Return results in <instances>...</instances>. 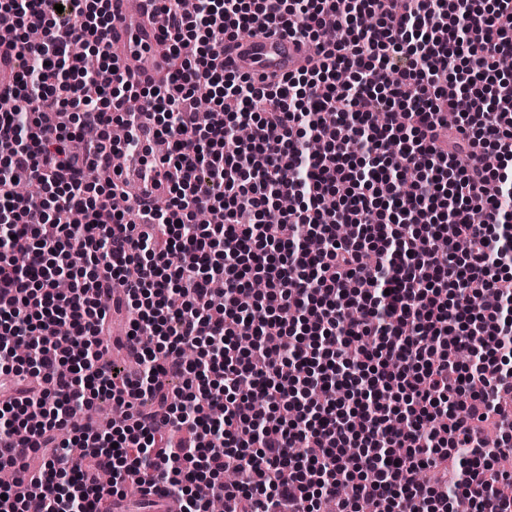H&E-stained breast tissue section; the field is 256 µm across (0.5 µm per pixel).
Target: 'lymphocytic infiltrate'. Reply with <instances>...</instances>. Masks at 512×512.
Returning a JSON list of instances; mask_svg holds the SVG:
<instances>
[{"label":"lymphocytic infiltrate","mask_w":512,"mask_h":512,"mask_svg":"<svg viewBox=\"0 0 512 512\" xmlns=\"http://www.w3.org/2000/svg\"><path fill=\"white\" fill-rule=\"evenodd\" d=\"M51 1L0 0L23 59L0 113V512L28 483L40 512H104L159 474L180 512H209L201 483L231 512H512V0H158L166 76L146 85L112 55L111 0ZM266 31L309 44L306 65L225 68V42ZM144 115L170 201L135 224L126 186L85 173L120 145L151 166ZM29 179L40 194L17 196ZM116 283L132 371L107 357ZM100 397L125 424L59 438Z\"/></svg>","instance_id":"f902f5d3"}]
</instances>
